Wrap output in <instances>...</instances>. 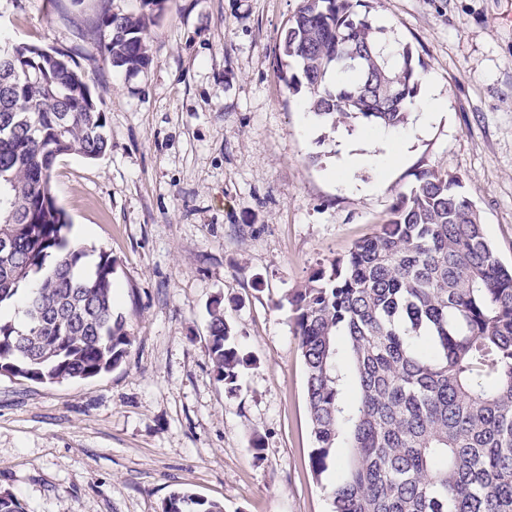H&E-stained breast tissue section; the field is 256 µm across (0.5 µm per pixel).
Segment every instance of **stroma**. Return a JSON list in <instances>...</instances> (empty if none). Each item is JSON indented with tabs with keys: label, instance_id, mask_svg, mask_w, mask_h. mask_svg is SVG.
Masks as SVG:
<instances>
[{
	"label": "stroma",
	"instance_id": "obj_1",
	"mask_svg": "<svg viewBox=\"0 0 512 512\" xmlns=\"http://www.w3.org/2000/svg\"><path fill=\"white\" fill-rule=\"evenodd\" d=\"M301 0H166L148 65L95 49L104 8L140 0H0V36L70 54L105 112L110 148L60 157L70 239L111 253L114 312L132 345L91 380L0 376V491L26 512H162L185 488L224 512H329L345 449L314 476L305 367L283 304L377 233L416 175L459 176L501 264L512 266V0H362L433 74L445 111L388 170L336 174L338 139L277 64ZM250 362L235 393L208 358V311ZM260 434L261 451L252 436Z\"/></svg>",
	"mask_w": 512,
	"mask_h": 512
}]
</instances>
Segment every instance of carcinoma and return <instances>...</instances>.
I'll return each instance as SVG.
<instances>
[{"instance_id": "carcinoma-1", "label": "carcinoma", "mask_w": 512, "mask_h": 512, "mask_svg": "<svg viewBox=\"0 0 512 512\" xmlns=\"http://www.w3.org/2000/svg\"><path fill=\"white\" fill-rule=\"evenodd\" d=\"M164 0L142 12L103 10L99 50L113 66L149 62L148 27ZM361 0H302L280 54L306 88L309 111L331 125L408 120L420 72L411 47L357 12ZM36 75L0 62V376L55 384L89 380L127 357L132 340L113 312L112 255L68 238L52 192L56 160L109 150L106 117L71 55L45 50ZM307 384L316 476L348 449L330 512H512V268L486 238L462 180L428 170L396 199L376 235L286 295ZM215 379L237 389L247 359L224 311H210ZM0 512H26L0 492ZM163 512H224L182 489Z\"/></svg>"}]
</instances>
